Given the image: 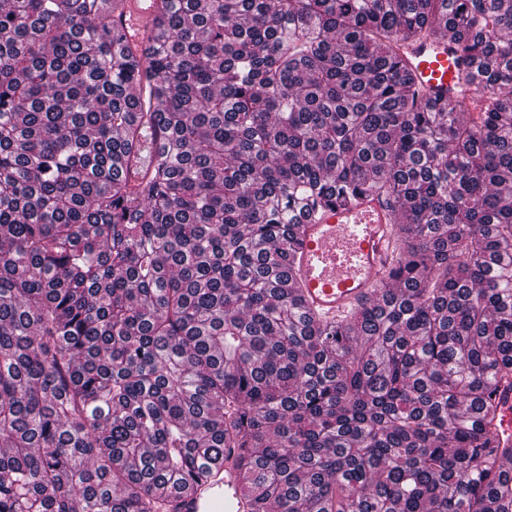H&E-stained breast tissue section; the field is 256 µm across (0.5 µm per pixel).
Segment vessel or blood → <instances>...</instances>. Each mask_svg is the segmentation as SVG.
<instances>
[{"label": "vessel or blood", "mask_w": 512, "mask_h": 512, "mask_svg": "<svg viewBox=\"0 0 512 512\" xmlns=\"http://www.w3.org/2000/svg\"><path fill=\"white\" fill-rule=\"evenodd\" d=\"M400 54L415 72L422 94L452 101L465 92L467 65L454 46L427 39L402 44ZM395 266V232L382 196L369 193L325 208L303 225L295 245V273L307 307L328 322L371 298ZM501 429L512 446V389L494 394ZM180 512H250L239 470L225 460L208 481L179 499Z\"/></svg>", "instance_id": "b4317fda"}]
</instances>
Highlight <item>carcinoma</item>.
I'll return each instance as SVG.
<instances>
[{"label": "carcinoma", "mask_w": 512, "mask_h": 512, "mask_svg": "<svg viewBox=\"0 0 512 512\" xmlns=\"http://www.w3.org/2000/svg\"><path fill=\"white\" fill-rule=\"evenodd\" d=\"M0 0V512H512V0ZM459 44L463 122L396 52ZM377 192L392 280L326 325L301 224ZM493 399L498 404L501 413V429L502 433L507 437L505 446L502 441V435L499 433V448H509L512 446V389L500 385L495 392ZM181 512H250L234 457L200 484H194L179 499Z\"/></svg>", "instance_id": "carcinoma-1"}]
</instances>
